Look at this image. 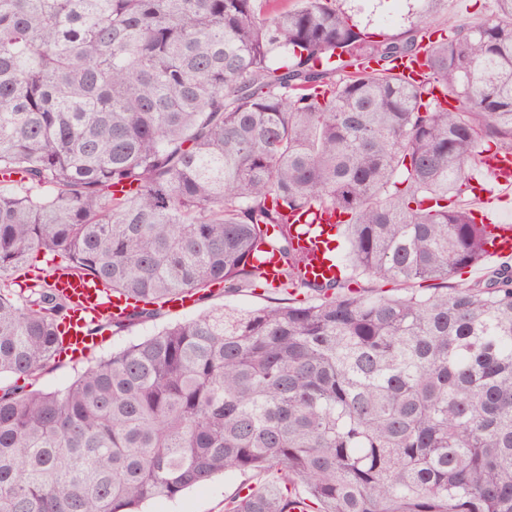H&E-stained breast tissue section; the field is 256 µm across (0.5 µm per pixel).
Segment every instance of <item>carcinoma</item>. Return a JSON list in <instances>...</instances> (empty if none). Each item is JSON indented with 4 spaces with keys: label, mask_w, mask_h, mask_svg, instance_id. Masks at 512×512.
I'll list each match as a JSON object with an SVG mask.
<instances>
[{
    "label": "carcinoma",
    "mask_w": 512,
    "mask_h": 512,
    "mask_svg": "<svg viewBox=\"0 0 512 512\" xmlns=\"http://www.w3.org/2000/svg\"><path fill=\"white\" fill-rule=\"evenodd\" d=\"M415 2L376 40L340 0H0V512H142L220 473L259 478L224 512H512V266L462 278L493 237L469 169L512 154V0L450 30L451 0ZM323 213L342 274L311 281L291 219ZM64 270L134 300L96 336L215 285L304 300L204 311L45 392Z\"/></svg>",
    "instance_id": "obj_1"
}]
</instances>
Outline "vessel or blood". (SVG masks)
Masks as SVG:
<instances>
[{
    "mask_svg": "<svg viewBox=\"0 0 512 512\" xmlns=\"http://www.w3.org/2000/svg\"><path fill=\"white\" fill-rule=\"evenodd\" d=\"M480 173L490 184L480 199L483 206L481 220L499 230V238L495 246L489 248L487 255L491 258L512 256V223L503 220L495 207L497 201L512 197V155L499 157L490 165L481 167ZM326 239L318 224L302 230L299 236V246L315 255L307 270L309 278H332L337 274L335 262L325 244ZM56 286L69 296L74 305L75 312L65 341L71 354L77 356L88 353L101 343L100 338L85 335L83 327L87 321L108 314H121L127 309L125 300L109 297L101 284L90 279L64 275L59 277Z\"/></svg>",
    "mask_w": 512,
    "mask_h": 512,
    "instance_id": "b4317fda",
    "label": "vessel or blood"
}]
</instances>
